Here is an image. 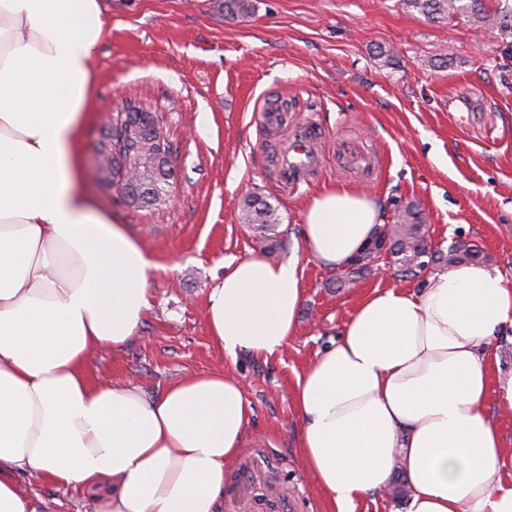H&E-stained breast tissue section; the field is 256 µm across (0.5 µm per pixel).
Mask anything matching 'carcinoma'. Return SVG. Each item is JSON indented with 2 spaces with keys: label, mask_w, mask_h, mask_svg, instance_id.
I'll return each mask as SVG.
<instances>
[{
  "label": "carcinoma",
  "mask_w": 512,
  "mask_h": 512,
  "mask_svg": "<svg viewBox=\"0 0 512 512\" xmlns=\"http://www.w3.org/2000/svg\"><path fill=\"white\" fill-rule=\"evenodd\" d=\"M405 4L431 20L444 19L455 12H469L484 23H494L512 15V8L505 4L490 14L484 0H404ZM112 153L131 161L123 173L112 171V182L123 191H132L137 197L132 207L149 208L164 203L169 194L172 170L166 161L155 172L139 169L140 161L153 153L152 137L149 132L161 127V122L153 113L140 104L127 102L126 110L112 115ZM241 223L251 226L260 236L272 240L271 231L280 224L278 210L258 193H249L240 204ZM427 226L419 206L413 202L400 207L393 213L392 222L378 228L376 237L391 241V252L396 264L395 274L402 278L414 276L423 263L421 256L430 250ZM375 254L365 249L352 261L353 271L336 275L329 287L352 288L358 279L372 271ZM489 260L488 254L476 243L459 238L449 247L448 252L440 250L432 254L434 264H455L473 262L477 264Z\"/></svg>",
  "instance_id": "cac0c4a2"
}]
</instances>
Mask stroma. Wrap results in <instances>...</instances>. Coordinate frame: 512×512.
Returning <instances> with one entry per match:
<instances>
[{"label": "stroma", "mask_w": 512, "mask_h": 512, "mask_svg": "<svg viewBox=\"0 0 512 512\" xmlns=\"http://www.w3.org/2000/svg\"><path fill=\"white\" fill-rule=\"evenodd\" d=\"M224 0H104L105 32L95 62L92 116L82 133L85 191L129 225L159 269L140 335L117 353H93L92 379L132 382L155 395L193 372L231 370L253 415L249 438L224 478L220 512H327L301 464L300 420L291 393L319 350L337 338L359 299L396 285L380 265L355 287L335 290L300 239L302 206L338 186L367 191L386 212L420 206L435 249L464 237L512 287V28L467 13L429 20L403 0H249L228 19ZM287 96L294 121L326 133V167L283 191L270 173L269 143L255 121L266 97ZM163 116L174 149L173 198L130 207L100 183L94 160L101 127L126 101ZM377 151L363 176L337 168L336 145ZM257 192L277 207V260L297 259L304 298L299 328L268 359L229 357L210 339L205 298L224 262L266 253L239 221ZM256 473L242 486L240 476ZM36 512H94L87 490L23 476Z\"/></svg>", "instance_id": "35a3bbf8"}]
</instances>
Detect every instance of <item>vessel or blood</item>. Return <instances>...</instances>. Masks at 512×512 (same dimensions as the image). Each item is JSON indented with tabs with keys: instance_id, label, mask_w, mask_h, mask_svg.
Segmentation results:
<instances>
[{
	"instance_id": "obj_1",
	"label": "vessel or blood",
	"mask_w": 512,
	"mask_h": 512,
	"mask_svg": "<svg viewBox=\"0 0 512 512\" xmlns=\"http://www.w3.org/2000/svg\"><path fill=\"white\" fill-rule=\"evenodd\" d=\"M291 110L287 100L275 98L266 103L258 115L259 124L266 131L278 132L289 127L294 130L288 148L273 152L271 156V171L276 184L283 189L308 183L323 167V130L311 122L289 126Z\"/></svg>"
}]
</instances>
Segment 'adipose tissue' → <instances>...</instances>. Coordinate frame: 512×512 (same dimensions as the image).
I'll return each mask as SVG.
<instances>
[{
    "label": "adipose tissue",
    "instance_id": "adipose-tissue-1",
    "mask_svg": "<svg viewBox=\"0 0 512 512\" xmlns=\"http://www.w3.org/2000/svg\"><path fill=\"white\" fill-rule=\"evenodd\" d=\"M104 25L101 0H0V512H33L22 473L100 489L96 512H219L253 414L240 379L190 373L151 397L88 377L92 352L138 338L154 269L81 188ZM383 222L372 194L331 189L305 202L300 236L335 270ZM303 297L296 260L225 261L210 335L230 356H272ZM510 331L512 288L482 264L366 295L293 389L328 512L398 473L406 512H512V450L484 408L485 348Z\"/></svg>",
    "mask_w": 512,
    "mask_h": 512
}]
</instances>
